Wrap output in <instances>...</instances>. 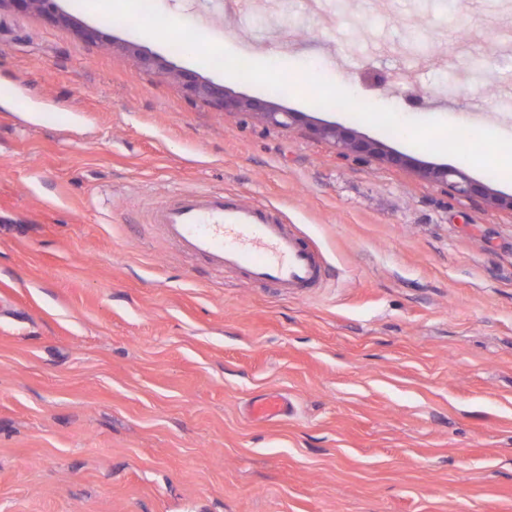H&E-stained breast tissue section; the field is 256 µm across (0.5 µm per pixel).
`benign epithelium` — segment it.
I'll use <instances>...</instances> for the list:
<instances>
[{
	"instance_id": "1",
	"label": "benign epithelium",
	"mask_w": 512,
	"mask_h": 512,
	"mask_svg": "<svg viewBox=\"0 0 512 512\" xmlns=\"http://www.w3.org/2000/svg\"><path fill=\"white\" fill-rule=\"evenodd\" d=\"M5 4L17 10L40 13L54 24L67 22V16L57 11L55 0H0V7ZM175 78L190 95L201 97L222 110L236 109L250 112L263 122L273 126H288L296 120L294 112H289L264 100L231 97L226 93L224 87L202 83L191 72H178L175 74ZM314 132L321 138L334 140L335 145L343 152L383 156V153L378 150L377 144L358 138L352 131L334 126H324L314 129ZM424 175L462 196L473 195L483 189V186L474 183L464 171L453 167H429L424 170Z\"/></svg>"
}]
</instances>
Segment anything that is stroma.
Returning a JSON list of instances; mask_svg holds the SVG:
<instances>
[{
  "label": "stroma",
  "instance_id": "1",
  "mask_svg": "<svg viewBox=\"0 0 512 512\" xmlns=\"http://www.w3.org/2000/svg\"><path fill=\"white\" fill-rule=\"evenodd\" d=\"M420 2L0 9V512H512V183L435 141L480 101L512 143V0ZM178 71L297 119L215 109ZM442 165L498 203L423 176ZM195 188L271 206L320 287L167 239L150 210ZM270 394L288 415L252 418ZM314 132L321 138L334 140L335 145H337L342 152L377 155L386 158L389 162L395 160L393 157L384 155L379 151L376 143L358 138L353 131L336 128V126H324L314 129Z\"/></svg>",
  "mask_w": 512,
  "mask_h": 512
}]
</instances>
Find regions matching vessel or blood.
Segmentation results:
<instances>
[{
    "mask_svg": "<svg viewBox=\"0 0 512 512\" xmlns=\"http://www.w3.org/2000/svg\"><path fill=\"white\" fill-rule=\"evenodd\" d=\"M164 234L220 268L241 269L254 282L271 283L302 296L319 285L318 252L274 216L270 207L214 191L180 190L151 213ZM288 402L270 395L253 402L250 416L285 415Z\"/></svg>",
    "mask_w": 512,
    "mask_h": 512,
    "instance_id": "b4317fda",
    "label": "vessel or blood"
}]
</instances>
